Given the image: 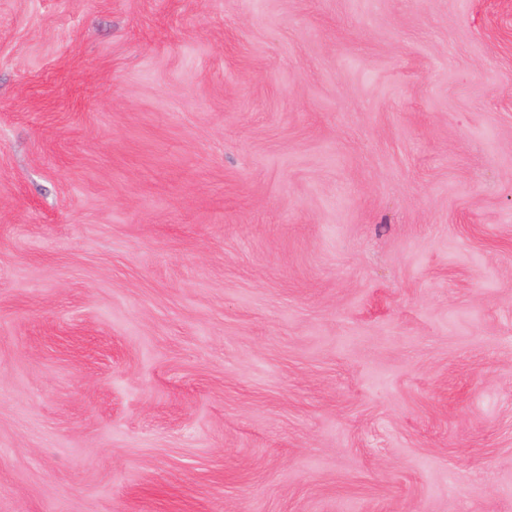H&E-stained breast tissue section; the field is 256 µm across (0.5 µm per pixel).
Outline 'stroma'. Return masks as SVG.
I'll list each match as a JSON object with an SVG mask.
<instances>
[{"instance_id": "35a3bbf8", "label": "stroma", "mask_w": 512, "mask_h": 512, "mask_svg": "<svg viewBox=\"0 0 512 512\" xmlns=\"http://www.w3.org/2000/svg\"><path fill=\"white\" fill-rule=\"evenodd\" d=\"M0 512H512V0H0Z\"/></svg>"}]
</instances>
